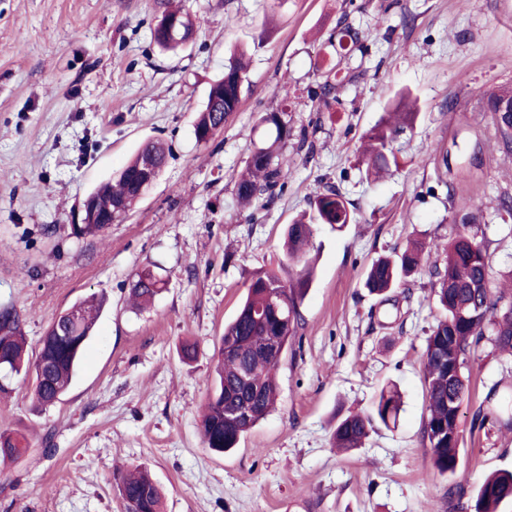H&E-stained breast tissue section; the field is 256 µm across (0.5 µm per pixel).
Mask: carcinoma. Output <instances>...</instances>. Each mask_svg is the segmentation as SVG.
<instances>
[{
	"label": "carcinoma",
	"mask_w": 512,
	"mask_h": 512,
	"mask_svg": "<svg viewBox=\"0 0 512 512\" xmlns=\"http://www.w3.org/2000/svg\"><path fill=\"white\" fill-rule=\"evenodd\" d=\"M162 15L177 20L183 36L166 38L153 32L154 42L163 49L185 46V38L194 37L196 29L191 17L165 0ZM246 64L238 55L224 68V75L211 86L207 101L199 111L195 135L209 142L224 128L228 117L237 111L241 101ZM486 110L498 115V127L504 149L512 152V89L491 94ZM285 112H267L260 117L266 131L264 140L253 146L244 170L234 183L237 197L245 205L270 200L284 188L288 172L281 162L282 150L288 141L296 140V150L307 146L305 133L294 134ZM397 129L381 121L366 136L364 152L368 170L378 175L395 159L391 143ZM153 153L165 163L166 152L159 142H149L120 172L115 183H107L94 191L101 202L114 204L136 201L138 186L129 180V173L138 169L141 154ZM348 202L330 188L317 195L311 210L298 214L287 226L282 261L297 263L314 236L315 226L329 224L342 228L352 223ZM428 245L411 242L404 250L394 251L372 261L364 286L370 293L384 295L422 266ZM435 295L441 310L423 353L427 415L423 422V439L429 448L433 473L453 478L460 461L463 436L460 430V409L470 394V379L465 375L467 359L473 349L491 341L501 351L512 350V292L492 293L489 288L490 263L487 246L475 238L459 233L448 241L443 266L435 269ZM310 283L305 270L295 281L283 279L273 270L255 273L247 285L245 296L235 316L224 324L217 348L218 363L212 392L202 411L199 428L208 448L227 452L238 447L241 440L276 407L279 387L277 373L295 339L301 320L300 303ZM166 281L153 269L145 267L130 285V296L141 307L152 303ZM102 302H80L72 327L59 336L49 327L42 337L36 359L29 358L26 338L19 314L12 306L0 307V395L8 391L4 380L42 369L35 380L34 401L43 409L59 402L69 390L86 342L99 315ZM277 339V357L271 359L262 351ZM489 414L512 422V392L499 395L492 387L486 395ZM243 409L246 418L229 417ZM400 396L396 388L381 389L375 403L376 416L350 414L336 424L332 439L335 448L351 451L364 444L374 428V420L388 426L397 420ZM26 440L0 434V465L14 462L25 451ZM116 489L123 512H162V492L148 472L142 468L120 471L115 476ZM475 512H498L501 504L512 502V472L496 471L486 476L477 487Z\"/></svg>",
	"instance_id": "1"
}]
</instances>
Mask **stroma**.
<instances>
[{"mask_svg":"<svg viewBox=\"0 0 512 512\" xmlns=\"http://www.w3.org/2000/svg\"><path fill=\"white\" fill-rule=\"evenodd\" d=\"M196 36L178 53L152 29L161 0H0V306L14 307L37 354L56 316L106 303L63 400L39 410L28 379L0 399V433L27 451L0 467V512H123L117 469L146 467L164 512H473L472 494L512 471V427L479 422L492 386H512V355L482 343L468 369L454 479L434 475L422 438V354L440 315L433 271L464 216L484 231L492 289L512 270V153L486 97L512 88V0H182ZM349 24L363 48L339 45ZM248 51L240 106L209 143L194 123L234 47ZM338 69L317 108L320 75ZM290 86L283 100L280 89ZM418 117L393 142L396 165L366 177L363 136L400 95ZM286 111L312 147L283 151L288 179L241 209L234 189L256 124ZM147 141L166 162L128 214L75 235L85 198ZM335 187L354 221L319 225L303 321L278 370L276 411L233 452L205 447L198 414L214 353L255 271L276 265L284 231ZM433 243L419 274L387 297L364 288L377 257ZM167 282L151 306L128 302L142 267ZM197 345L193 360L180 346ZM401 395L395 425L362 448L331 446L339 418ZM464 486L462 501L448 496Z\"/></svg>","mask_w":512,"mask_h":512,"instance_id":"1","label":"stroma"}]
</instances>
